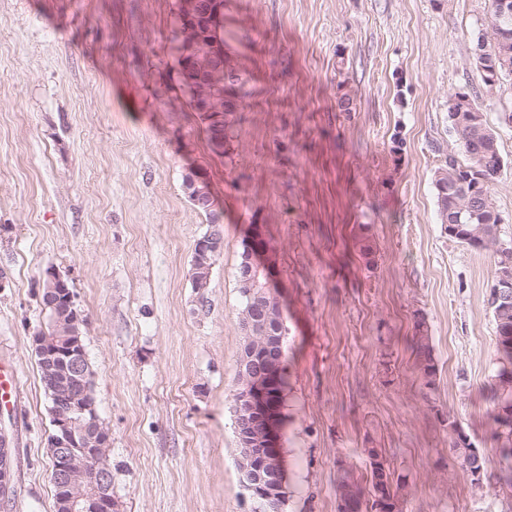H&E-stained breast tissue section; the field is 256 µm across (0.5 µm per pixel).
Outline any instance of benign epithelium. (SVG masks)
Segmentation results:
<instances>
[{"label": "benign epithelium", "mask_w": 512, "mask_h": 512, "mask_svg": "<svg viewBox=\"0 0 512 512\" xmlns=\"http://www.w3.org/2000/svg\"><path fill=\"white\" fill-rule=\"evenodd\" d=\"M204 17L190 12L183 18L185 31L194 35L196 22L206 23L211 30L206 50L216 72L224 74V41L220 29L224 8L216 0L202 5ZM185 191L196 205L209 194L203 176L191 173L185 178ZM247 256L242 273L248 278L258 273L266 279L265 291L270 299L252 309L251 319L260 322L255 335L249 337L246 355L239 364L241 387L233 395L236 413L235 436L241 451L238 457L240 482L255 502L281 504L287 490V469L283 452L284 423L274 392L283 361L282 344L286 328L282 316H274L271 306L277 295L276 276L271 248L262 225L254 224L243 239ZM76 344L55 341L52 347H39L45 358H66L73 376L82 372V361ZM51 410L54 434L49 439L50 457L54 465L56 500L63 512H116L109 487L107 455L110 436L99 419L95 406L88 405L71 413L68 393L53 396Z\"/></svg>", "instance_id": "1"}]
</instances>
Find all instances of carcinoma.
<instances>
[{"mask_svg":"<svg viewBox=\"0 0 512 512\" xmlns=\"http://www.w3.org/2000/svg\"><path fill=\"white\" fill-rule=\"evenodd\" d=\"M486 38L489 55L484 61L476 62V68L489 72L497 71L498 79L508 76L497 59L498 51L508 48L512 53V16L500 18L493 9H488L487 22L482 29ZM186 73L195 76L191 85L192 97L212 100L213 115H223V121H208L209 139L221 135L223 151H228L227 131L232 126L231 115L234 109L229 101L220 97L222 78L211 69L202 53L190 56ZM476 92L460 89L448 95V121L453 130L462 157L448 155L444 165L438 168L434 180L437 207L441 223L445 224L448 236L475 251L490 252L496 258V273H512V244L504 243L499 236L498 226L501 218L495 210L491 196V187L496 176L504 166L498 144L490 143L494 130L486 122L484 115L475 104ZM220 254H210L202 260L190 264L194 281L206 278L209 268L215 264ZM239 294L242 298L240 324H245L250 309L257 303L267 300L262 284L253 280L238 278ZM488 305L495 323L498 360L501 364L495 395L498 410L492 416L497 426V437L504 438L499 454L506 460H512V303L505 305L496 301V291H490ZM50 323L47 331L41 333L47 342L58 341L65 336L84 340L82 316L74 314L66 302L60 303V311L49 313ZM419 335L414 337V352L420 370L430 379L436 374V365L429 336L424 334L423 324H417ZM41 380L45 384L46 396L52 395L49 381L69 375L64 364L49 360L37 362ZM454 434L451 449L458 468L472 477L476 484L486 476L485 457L474 452L472 444L463 438L454 422L448 423ZM371 500H366L362 489L354 480L350 471H344L338 485V509L348 507L352 512H386V508L398 506V494L390 493L388 485L381 481L382 475H372Z\"/></svg>","mask_w":512,"mask_h":512,"instance_id":"cac0c4a2","label":"carcinoma"}]
</instances>
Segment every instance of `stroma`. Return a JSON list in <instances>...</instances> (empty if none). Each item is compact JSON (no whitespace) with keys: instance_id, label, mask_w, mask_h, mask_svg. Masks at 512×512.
I'll use <instances>...</instances> for the list:
<instances>
[{"instance_id":"stroma-1","label":"stroma","mask_w":512,"mask_h":512,"mask_svg":"<svg viewBox=\"0 0 512 512\" xmlns=\"http://www.w3.org/2000/svg\"><path fill=\"white\" fill-rule=\"evenodd\" d=\"M175 3L0 0V358L19 377L0 411L15 489L0 512H54L33 347L49 267L85 320L118 512H251L232 398L252 224L273 246L288 327L281 512H338L343 468L371 489L370 448L399 512H512L493 477L496 266L448 236L433 187L459 150L448 95L480 84L469 48L488 0H224L244 93L224 154L177 79ZM477 104L504 160L492 196L510 241L512 76ZM192 171L224 237L201 292ZM421 327L431 383L413 352ZM452 420L486 458L481 483L453 465Z\"/></svg>"}]
</instances>
